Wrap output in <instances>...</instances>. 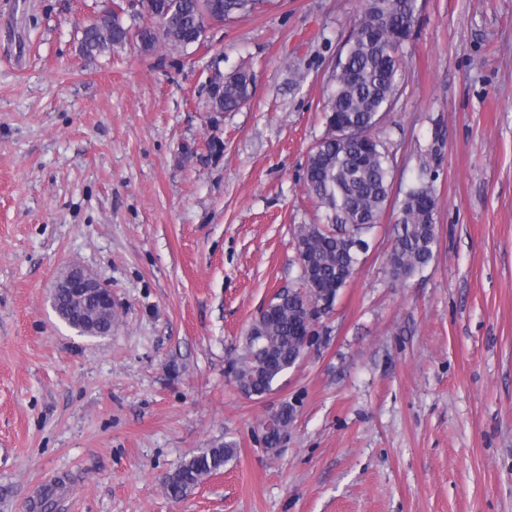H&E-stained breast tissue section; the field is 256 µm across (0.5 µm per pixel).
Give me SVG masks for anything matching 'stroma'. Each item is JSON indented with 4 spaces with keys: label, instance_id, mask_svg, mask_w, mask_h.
<instances>
[{
    "label": "stroma",
    "instance_id": "obj_1",
    "mask_svg": "<svg viewBox=\"0 0 512 512\" xmlns=\"http://www.w3.org/2000/svg\"><path fill=\"white\" fill-rule=\"evenodd\" d=\"M99 0H0V512H512V0H417L378 130L389 204L332 315L268 394L232 372L296 280L317 221L310 149L359 0H265L203 47L87 58ZM253 78L234 112L210 85ZM434 152L433 261L387 265L399 202ZM76 264L112 288V332L52 306ZM294 418L279 445L263 422ZM233 441L185 499L162 477ZM293 416V409L288 406V404L283 405L278 411H276L269 418V422L266 425V433H270V439L265 437L266 445L268 448H274L276 445L275 439L280 438V435H283L288 429V425L290 424Z\"/></svg>",
    "mask_w": 512,
    "mask_h": 512
}]
</instances>
